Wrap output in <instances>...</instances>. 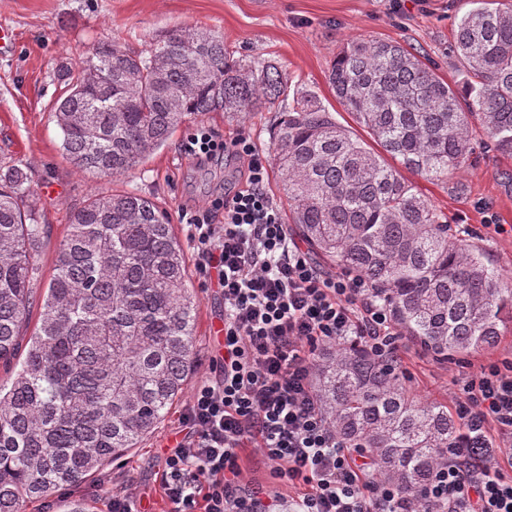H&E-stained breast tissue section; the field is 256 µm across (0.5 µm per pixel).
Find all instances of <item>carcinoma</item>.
<instances>
[{"label":"carcinoma","mask_w":512,"mask_h":512,"mask_svg":"<svg viewBox=\"0 0 512 512\" xmlns=\"http://www.w3.org/2000/svg\"><path fill=\"white\" fill-rule=\"evenodd\" d=\"M473 8L451 44L463 80L398 41L356 39L334 58L337 101L405 169L445 181L484 148L512 154V3ZM55 108L62 148L92 178L119 177L209 112L275 110V164L294 232L312 253L376 286L399 337L439 362L495 345L512 320V282L462 244L446 217L314 93L289 94L277 62L236 60L224 37L177 27L133 52L94 46L63 65ZM31 176L0 164V512H24L122 459L168 414L196 362L186 254L158 205L97 190L72 209L52 277L27 204ZM40 324L23 339L33 302ZM313 381L326 423L378 480L415 492L463 429L448 406L416 398L364 346L328 344Z\"/></svg>","instance_id":"1"}]
</instances>
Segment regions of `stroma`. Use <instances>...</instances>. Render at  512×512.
Wrapping results in <instances>:
<instances>
[{
    "mask_svg": "<svg viewBox=\"0 0 512 512\" xmlns=\"http://www.w3.org/2000/svg\"><path fill=\"white\" fill-rule=\"evenodd\" d=\"M469 0H0V29L12 39L0 44V160L26 166L32 174L30 202L47 224L39 260V280L48 282L71 209L93 188L138 190L167 214L184 250H191L183 211L223 198L238 188L236 160L196 164L179 152L183 139L198 126L231 137L249 134L257 148L272 150L275 113L263 110L228 115L212 112L188 120L130 174L117 179H90L62 151V132L54 106L62 93L55 72L60 64L77 65L89 48L112 39L140 50L152 38L175 26L203 27L223 35L233 58L277 59L293 88L314 92L345 125L355 119L342 111L329 83L328 71L341 47L356 38L395 40L430 59L444 79L458 75L449 47L459 16ZM402 177L447 215L460 238L485 252L491 264L512 278V154L479 153L478 159L447 181H429L409 170ZM500 224L504 233L493 232ZM197 300L195 325L197 369L186 386L215 377V328L224 321V300L217 289L204 287L190 274ZM410 375L408 385L418 396L450 402L453 379L490 360L512 358V328L490 348L439 363L418 347L401 343ZM183 403L138 448L77 486H63L29 504L26 512H66L70 502L84 501L89 512H111L112 496L134 492L142 512H173L162 493V451L173 440ZM244 482L289 502L294 490L272 475L268 461L256 450L241 459Z\"/></svg>",
    "mask_w": 512,
    "mask_h": 512,
    "instance_id": "stroma-1",
    "label": "stroma"
}]
</instances>
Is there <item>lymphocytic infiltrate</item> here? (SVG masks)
I'll list each match as a JSON object with an SVG mask.
<instances>
[{
	"label": "lymphocytic infiltrate",
	"instance_id": "obj_1",
	"mask_svg": "<svg viewBox=\"0 0 512 512\" xmlns=\"http://www.w3.org/2000/svg\"><path fill=\"white\" fill-rule=\"evenodd\" d=\"M186 159L242 160L224 201L189 212L195 267L224 297V360L180 416L163 453L174 512H273L241 481L239 451H260L297 496L293 512H512V361H490L452 396L466 432L414 493L370 480L369 465L324 421L312 386L327 342H360L401 366L396 330L367 279L327 275L293 239L266 192L269 162L245 136L196 129Z\"/></svg>",
	"mask_w": 512,
	"mask_h": 512
}]
</instances>
